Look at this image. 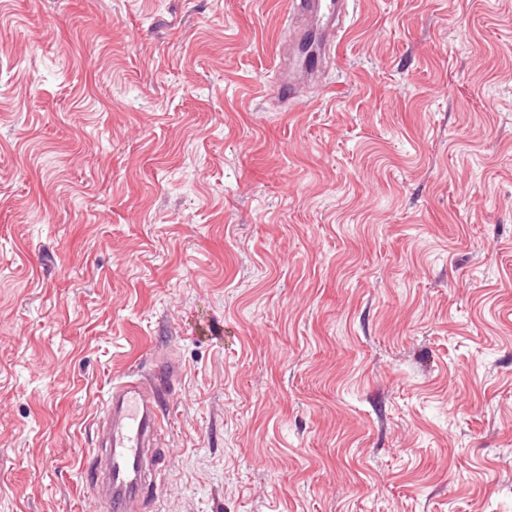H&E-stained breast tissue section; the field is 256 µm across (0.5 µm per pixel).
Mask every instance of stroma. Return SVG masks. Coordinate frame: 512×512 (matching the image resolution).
Returning a JSON list of instances; mask_svg holds the SVG:
<instances>
[{
    "label": "stroma",
    "mask_w": 512,
    "mask_h": 512,
    "mask_svg": "<svg viewBox=\"0 0 512 512\" xmlns=\"http://www.w3.org/2000/svg\"><path fill=\"white\" fill-rule=\"evenodd\" d=\"M291 2L0 0V512L159 358L148 512H512V0ZM293 14L298 25L289 29L287 46L288 64L275 72V85L279 97L292 102L296 93L314 82L327 49L342 36L336 17L343 2L339 0H296ZM312 55L313 61H307Z\"/></svg>",
    "instance_id": "obj_1"
}]
</instances>
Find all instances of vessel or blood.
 Returning a JSON list of instances; mask_svg holds the SVG:
<instances>
[{"label":"vessel or blood","mask_w":512,"mask_h":512,"mask_svg":"<svg viewBox=\"0 0 512 512\" xmlns=\"http://www.w3.org/2000/svg\"><path fill=\"white\" fill-rule=\"evenodd\" d=\"M340 12V0H296L298 24L285 41L288 64L274 75L279 97L294 100L317 79L328 48L341 36L336 24ZM174 376L172 363L160 360L151 370L131 371L113 384L99 429L101 448L80 463L87 490L105 512H144L156 492L166 460L151 447L165 424Z\"/></svg>","instance_id":"vessel-or-blood-1"}]
</instances>
